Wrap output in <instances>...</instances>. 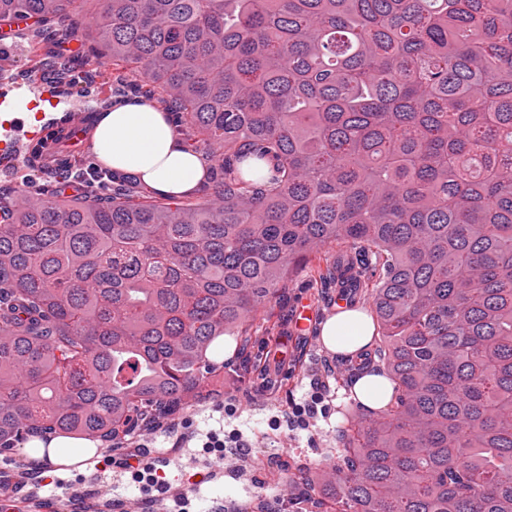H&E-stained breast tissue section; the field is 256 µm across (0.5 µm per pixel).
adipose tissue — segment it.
I'll return each instance as SVG.
<instances>
[{
	"label": "adipose tissue",
	"mask_w": 512,
	"mask_h": 512,
	"mask_svg": "<svg viewBox=\"0 0 512 512\" xmlns=\"http://www.w3.org/2000/svg\"><path fill=\"white\" fill-rule=\"evenodd\" d=\"M97 161L113 173L137 179L159 196H190L208 180L206 161L184 143L169 113L142 98L126 99L96 113L90 139ZM374 324L360 309H341L321 325L325 347L337 354H353L366 348ZM96 439L31 434L25 454L32 466L74 463L88 448L99 447Z\"/></svg>",
	"instance_id": "1"
}]
</instances>
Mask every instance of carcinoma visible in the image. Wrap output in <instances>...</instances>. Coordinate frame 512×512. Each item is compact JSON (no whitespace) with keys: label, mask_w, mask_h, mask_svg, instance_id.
Returning a JSON list of instances; mask_svg holds the SVG:
<instances>
[{"label":"carcinoma","mask_w":512,"mask_h":512,"mask_svg":"<svg viewBox=\"0 0 512 512\" xmlns=\"http://www.w3.org/2000/svg\"><path fill=\"white\" fill-rule=\"evenodd\" d=\"M93 39L219 174L202 205L0 197V442L205 398L210 346L336 241L359 261L318 275L371 289L395 401L343 431L326 512H512V0H106Z\"/></svg>","instance_id":"obj_1"}]
</instances>
